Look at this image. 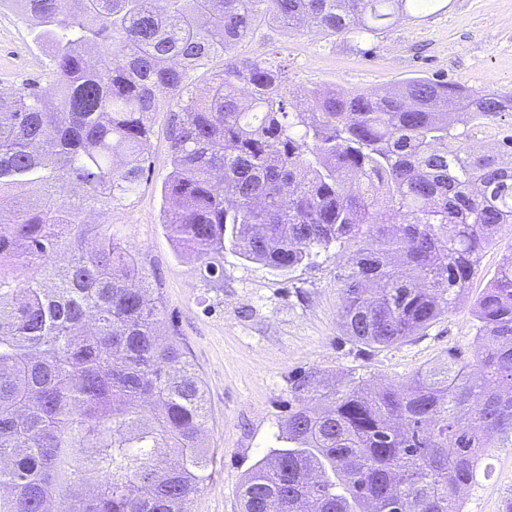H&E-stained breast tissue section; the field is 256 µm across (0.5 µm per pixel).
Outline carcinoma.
<instances>
[{"label":"carcinoma","instance_id":"carcinoma-1","mask_svg":"<svg viewBox=\"0 0 512 512\" xmlns=\"http://www.w3.org/2000/svg\"><path fill=\"white\" fill-rule=\"evenodd\" d=\"M21 0L49 57L0 91V512H191L214 451L205 387L162 333L150 273L82 215L141 186L149 117L168 99L163 224L208 275L229 248L280 273L333 247L344 334L400 344L449 312L512 225V95L418 77L382 95L289 88L233 50L262 24L376 37L441 0ZM217 56L200 87L191 74ZM80 194L57 197L59 184ZM67 234L62 266L20 280ZM478 353L368 388L292 382L281 447L241 512H462L487 434L512 446V252L474 306Z\"/></svg>","mask_w":512,"mask_h":512}]
</instances>
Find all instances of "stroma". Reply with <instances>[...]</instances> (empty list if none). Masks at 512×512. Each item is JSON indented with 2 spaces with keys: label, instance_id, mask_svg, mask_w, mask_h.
I'll list each match as a JSON object with an SVG mask.
<instances>
[{
  "label": "stroma",
  "instance_id": "obj_1",
  "mask_svg": "<svg viewBox=\"0 0 512 512\" xmlns=\"http://www.w3.org/2000/svg\"><path fill=\"white\" fill-rule=\"evenodd\" d=\"M445 11L402 18L361 46L313 29L266 23L238 53L278 54L293 87L383 93L410 77H441L473 88L512 93V0H445ZM29 18L15 0H0V87L40 79L47 57L28 38ZM166 112L154 116L145 150L149 169L139 190L92 206L88 239L111 234L140 259L165 302L188 359L202 378L209 413L205 437L215 450L212 475L191 512H239L240 486L281 431L291 382L320 371L344 382L366 373L373 383L401 382L448 354L471 360L477 350L474 303L512 250V232L487 248L477 275L455 307L409 341L359 354L340 320L338 276L348 259L331 250L282 274L224 252V274L203 277L181 257L162 224L169 172ZM483 466L461 492L463 512H512V447L488 448Z\"/></svg>",
  "mask_w": 512,
  "mask_h": 512
}]
</instances>
